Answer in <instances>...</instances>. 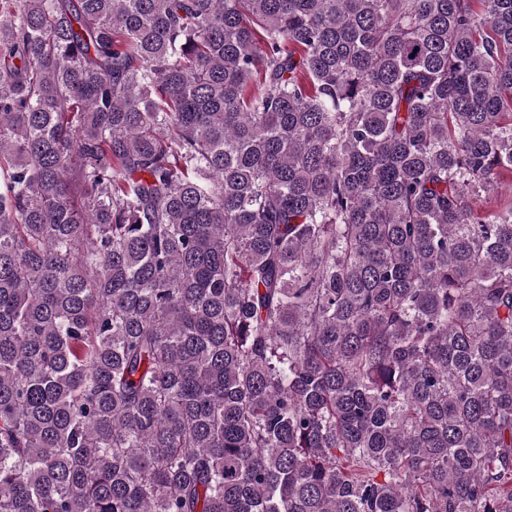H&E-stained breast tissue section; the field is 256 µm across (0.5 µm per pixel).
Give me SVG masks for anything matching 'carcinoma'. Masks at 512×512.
<instances>
[{
  "label": "carcinoma",
  "mask_w": 512,
  "mask_h": 512,
  "mask_svg": "<svg viewBox=\"0 0 512 512\" xmlns=\"http://www.w3.org/2000/svg\"><path fill=\"white\" fill-rule=\"evenodd\" d=\"M512 0H0V512H512Z\"/></svg>",
  "instance_id": "carcinoma-1"
}]
</instances>
